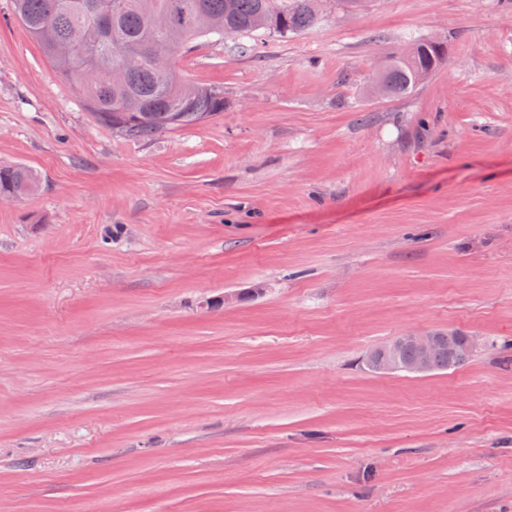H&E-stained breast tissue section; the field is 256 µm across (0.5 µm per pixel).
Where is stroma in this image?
<instances>
[{"label": "stroma", "mask_w": 512, "mask_h": 512, "mask_svg": "<svg viewBox=\"0 0 512 512\" xmlns=\"http://www.w3.org/2000/svg\"><path fill=\"white\" fill-rule=\"evenodd\" d=\"M323 9L198 42L223 113L129 141L0 0V512H512V0ZM412 331L480 345L367 370ZM414 48L409 59L394 56L386 70L379 76V80L387 85L388 95L410 94L443 60V47L438 42L418 41ZM38 184L37 173L28 167L15 165L0 168V195L31 193ZM439 335L438 332L425 331L422 333L408 332L400 336L402 342L409 343L416 351L414 357L415 351L411 346L405 345L399 349L402 358L410 361H405L399 357L398 342L394 340L387 342L385 344V364L381 371L383 374L407 373L414 376H428L432 374L433 369L434 372H438L463 366L468 361L471 353L479 346L478 336L469 334L465 339V334L451 332L441 334L442 337L434 349ZM464 339L465 343L461 352L466 357L459 354V348Z\"/></svg>", "instance_id": "stroma-1"}]
</instances>
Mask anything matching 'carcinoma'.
Wrapping results in <instances>:
<instances>
[{"label":"carcinoma","mask_w":512,"mask_h":512,"mask_svg":"<svg viewBox=\"0 0 512 512\" xmlns=\"http://www.w3.org/2000/svg\"><path fill=\"white\" fill-rule=\"evenodd\" d=\"M115 15L94 13L89 0H13L16 18L36 40L56 74L81 95L86 108L110 127L112 113L127 112L134 122L125 137L149 139L165 130L200 123L224 111L217 87L191 83L177 75V62L192 44L210 36L224 37V28L237 35L257 31L254 18L263 13L271 31L286 36L307 30L322 19L318 0H125ZM203 13L212 20L197 21ZM80 32L85 45L97 50L104 69L127 66L125 81L84 83L81 63L72 45ZM444 57L440 43L419 41L410 58L395 56L379 79L391 96H405L431 75ZM37 173L25 166L0 168V194L33 192ZM465 334L442 335L431 354L434 371L463 366L459 354Z\"/></svg>","instance_id":"obj_1"}]
</instances>
